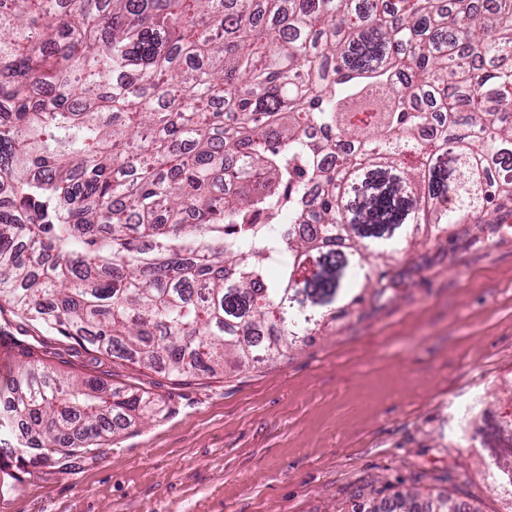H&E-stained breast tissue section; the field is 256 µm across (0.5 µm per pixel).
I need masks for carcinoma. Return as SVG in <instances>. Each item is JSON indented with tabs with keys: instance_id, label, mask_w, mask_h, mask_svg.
I'll use <instances>...</instances> for the list:
<instances>
[{
	"instance_id": "carcinoma-1",
	"label": "carcinoma",
	"mask_w": 512,
	"mask_h": 512,
	"mask_svg": "<svg viewBox=\"0 0 512 512\" xmlns=\"http://www.w3.org/2000/svg\"><path fill=\"white\" fill-rule=\"evenodd\" d=\"M502 197L512 0H0V310L28 332L0 336L5 452H88L154 408L60 372L47 334L178 378L285 357L388 295L370 256ZM494 466L512 495V447Z\"/></svg>"
}]
</instances>
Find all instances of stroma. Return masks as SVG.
Returning a JSON list of instances; mask_svg holds the SVG:
<instances>
[{"label":"stroma","instance_id":"obj_1","mask_svg":"<svg viewBox=\"0 0 512 512\" xmlns=\"http://www.w3.org/2000/svg\"><path fill=\"white\" fill-rule=\"evenodd\" d=\"M383 299L287 358L176 379L54 334L69 373L157 400L104 447L18 474L0 512H363L372 490L512 512L490 487L512 398V201L404 244Z\"/></svg>","mask_w":512,"mask_h":512}]
</instances>
